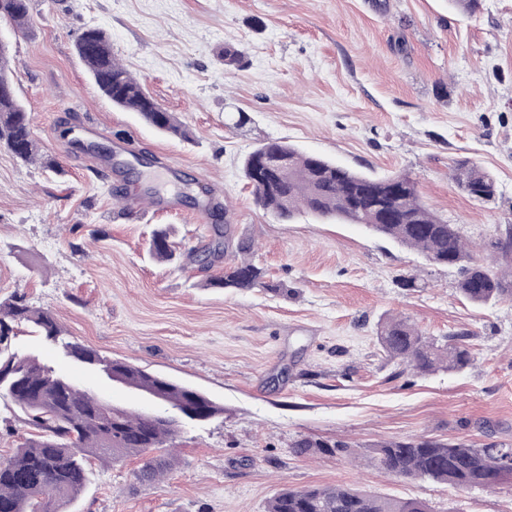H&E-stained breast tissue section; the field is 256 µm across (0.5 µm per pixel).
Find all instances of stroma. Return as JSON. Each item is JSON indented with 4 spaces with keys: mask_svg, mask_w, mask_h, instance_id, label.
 I'll return each mask as SVG.
<instances>
[{
    "mask_svg": "<svg viewBox=\"0 0 512 512\" xmlns=\"http://www.w3.org/2000/svg\"><path fill=\"white\" fill-rule=\"evenodd\" d=\"M103 29L114 56L190 138L158 134L114 107L76 53ZM16 91L41 154L59 173L0 150V302L25 296L68 338L190 385L223 414L186 425L178 463L138 484L143 464H94L72 512H264L285 487L354 484L416 498L435 512H512V478L490 491L394 479L345 455L303 458L301 438L357 453L391 439L512 443V302L463 299L452 266L360 224L256 204L244 156L282 139L379 176L408 175L422 201L458 227L475 259L512 226V0H30L23 30L0 22ZM247 64L224 68V45ZM248 123L235 127L239 113ZM490 172L479 202L452 180L458 161ZM220 205L209 218L198 203ZM248 239L267 287L209 288L223 254L160 263L154 230L180 251ZM416 277L414 289L400 287ZM428 336L469 333L475 360L418 375L388 359L382 318ZM19 354L53 364L102 400L139 413L141 391L64 357L32 333Z\"/></svg>",
    "mask_w": 512,
    "mask_h": 512,
    "instance_id": "35a3bbf8",
    "label": "stroma"
}]
</instances>
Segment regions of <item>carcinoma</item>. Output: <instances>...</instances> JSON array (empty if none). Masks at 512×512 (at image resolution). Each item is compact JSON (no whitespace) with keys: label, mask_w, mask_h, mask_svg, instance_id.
<instances>
[{"label":"carcinoma","mask_w":512,"mask_h":512,"mask_svg":"<svg viewBox=\"0 0 512 512\" xmlns=\"http://www.w3.org/2000/svg\"><path fill=\"white\" fill-rule=\"evenodd\" d=\"M28 19V0H0V20L22 26ZM79 58L98 89L113 106L136 112L157 131L189 139L177 116L164 109L112 55L109 36L101 29H88L77 42ZM220 57L227 69L243 65L240 50L227 44ZM0 149L24 163L37 160L40 150L32 133L31 118L18 99L9 68L8 46L0 45ZM282 162L281 178L260 186L254 171L263 159ZM243 173L256 201L278 220L289 222L308 214L319 219L364 224L373 232L416 250L429 262L458 266V291L467 301L482 306L504 299L512 301V269L493 270L477 261L465 248L455 225L432 212L420 199L414 182L406 175L374 178L342 167L322 156L307 153L282 140L265 141L243 159ZM457 185L474 200H489L496 182L487 171L468 161L454 167ZM170 231L160 228L150 241L151 255L160 261L176 258ZM252 243L241 240L236 251L243 258L224 267V275L207 280L218 288H266L262 268L246 255ZM59 345L72 361L99 369L107 378L122 374L130 388L161 394L168 412L160 417L119 410L120 420L103 412L99 399L76 387L63 373L37 356L14 351L20 327ZM470 334L426 336L408 318L394 316L380 323L379 345L392 360L418 374L439 370L460 372L474 357ZM0 398L7 399L26 415L37 430L36 437L15 449L0 462V512H67L90 481L91 461L104 463L143 455L159 448H172L183 427L192 422L186 409L199 407L211 419L221 413L200 391L177 381L147 372L131 363L109 360L96 350L64 338L54 314L31 307L23 296H14L0 306ZM353 453L339 443L331 448L320 441L296 442L297 455ZM512 457L511 444L482 448L468 440L410 438L380 442L368 449L367 464L395 478L423 480L455 489H492L512 467L503 465ZM175 457L158 455L145 460L136 479L151 483L170 470ZM266 512H434L418 499L380 497L351 485L286 488L267 503Z\"/></svg>","instance_id":"carcinoma-1"}]
</instances>
